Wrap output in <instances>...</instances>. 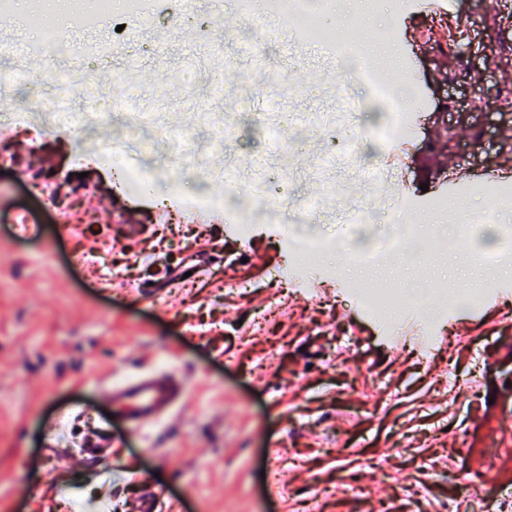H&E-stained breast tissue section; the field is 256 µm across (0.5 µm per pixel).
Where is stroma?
Returning a JSON list of instances; mask_svg holds the SVG:
<instances>
[{
    "mask_svg": "<svg viewBox=\"0 0 512 512\" xmlns=\"http://www.w3.org/2000/svg\"><path fill=\"white\" fill-rule=\"evenodd\" d=\"M364 63L385 43L423 50L408 75L421 87L412 113L413 139L393 144L410 184L384 196L400 205L417 233H447L432 204L449 211H499L488 174L512 164V0L488 11L475 0H449L443 12L416 0L409 10L388 4L383 14L355 12ZM165 55L141 59L137 84L152 90L195 48L194 30L174 26ZM469 34L472 53L461 50ZM286 80L249 62L228 70L227 93L278 95L297 112H332L336 100L310 94L325 71L316 50ZM37 146L47 160L30 168L12 157L6 177L16 186L39 175L54 188L61 160L53 133L0 126V139ZM264 148L258 126L245 124L214 165L251 169ZM469 175L467 191L448 192V175ZM428 184L420 192V184ZM83 204L69 225L44 220L19 236L5 221L13 202L0 199V512H116L122 500L154 491L180 512H303L309 488L324 495L317 512H497L491 488L512 482V295L492 307L451 306L446 290L512 288V248L505 230L479 225L423 251L412 265L401 255L380 269L338 249L307 257L306 282L268 287L292 261L296 246L266 228L241 240L229 216L203 220L151 217L133 209L141 235L114 226L116 209L97 170L81 178ZM98 249L111 277L73 260ZM498 252L496 263L474 264ZM345 269L364 287L414 285L397 319L426 307L441 311L435 343L388 348L386 319L346 296L347 279L323 277ZM173 370L187 385L174 416L131 435L111 417L105 380L136 371ZM118 436L108 461L81 459L52 439H81L88 423ZM277 464L267 488L268 460ZM368 494L345 492L343 478Z\"/></svg>",
    "mask_w": 512,
    "mask_h": 512,
    "instance_id": "35a3bbf8",
    "label": "stroma"
}]
</instances>
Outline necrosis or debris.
<instances>
[{
    "mask_svg": "<svg viewBox=\"0 0 512 512\" xmlns=\"http://www.w3.org/2000/svg\"><path fill=\"white\" fill-rule=\"evenodd\" d=\"M81 2L82 10L71 16L70 21L76 28L94 34V47L61 39L55 27H47L25 46L26 52L40 53L45 59L46 66L40 73L31 72L17 62L14 48L7 46L0 50V89L12 90L31 100L28 111L12 113V122L36 123L50 129L60 145L73 153L70 165L57 172L61 183L69 185V196L47 192L36 180L27 186L29 193L56 219H63L79 194L74 171L81 163L114 172L120 190L130 197L162 194L169 190L171 170L159 157L161 146L171 143L189 146V130L200 128L207 131L209 146H220L234 138L240 122L250 119L272 135L289 128L293 137L287 149H270L255 163L246 179L238 169L213 168L205 152L191 149V158L181 167L180 178L191 185L192 191L178 197L181 208L191 212L229 213L243 238L250 237L257 227H275L285 238L299 242L302 251L308 253L332 251L337 246L335 238L308 232V225L345 223V240L351 244L364 226L382 224L385 232L370 240L360 252L362 260L374 266L384 256L405 253L412 248L415 233L407 217L400 215L379 193L388 177L387 169L379 162L366 160L362 152L367 142L381 149L413 137L415 124L406 106L411 88L408 83L381 77L364 67L360 46L348 40L341 26L333 23L319 26L315 42L325 56L349 66V77L338 85L321 86L319 92L343 101L357 100L359 112H289L283 99L270 97L263 101V110L258 113L253 111L250 98L240 95L234 105L236 118L228 120L212 106L213 101L224 96L222 75H212L208 98H199L192 92L197 73L207 69L210 60L223 52L222 45L204 41L194 53L192 67L179 70L176 80L177 86L188 91L183 108L193 112V122L186 127L164 118L168 108L166 85H159L148 96L119 71L110 85H101L98 80L100 70L111 63L116 51L134 56L151 54V45L140 40V33L154 31L162 18H181L180 0H169L163 12L152 0ZM235 3L239 12L248 16L260 8L283 18L291 12L327 15L352 6V0H235ZM119 115L125 119L124 136L134 148L130 154L106 147L112 138V121ZM313 127L322 132L325 149L321 165L312 170L311 176L323 181L326 190L317 199L298 200L292 207L293 218L286 224L280 207L287 195V176L302 145V134ZM339 171L355 172L378 190L370 201L350 206L343 217L331 208L333 195L342 188L335 179ZM216 182L224 183V192L212 191L211 186Z\"/></svg>",
    "mask_w": 512,
    "mask_h": 512,
    "instance_id": "obj_1",
    "label": "necrosis or debris"
}]
</instances>
